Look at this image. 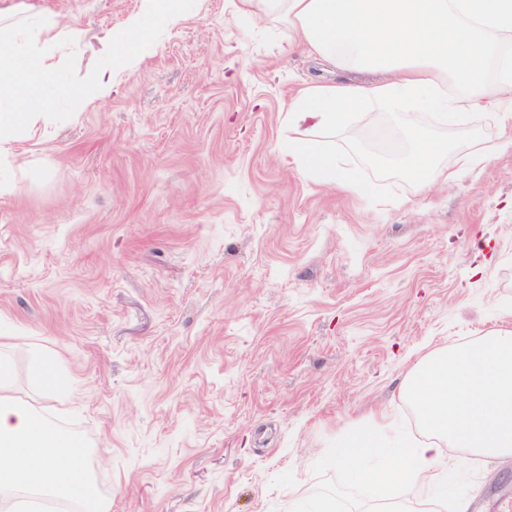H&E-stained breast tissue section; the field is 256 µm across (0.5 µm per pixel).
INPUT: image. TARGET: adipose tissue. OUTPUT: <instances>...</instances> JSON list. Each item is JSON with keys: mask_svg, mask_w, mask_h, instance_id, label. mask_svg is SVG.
Wrapping results in <instances>:
<instances>
[{"mask_svg": "<svg viewBox=\"0 0 512 512\" xmlns=\"http://www.w3.org/2000/svg\"><path fill=\"white\" fill-rule=\"evenodd\" d=\"M144 2L143 14L103 37L113 68L151 54V21L196 7V0ZM237 9L285 24L310 53L336 68L374 75L359 85L312 82L289 102L285 154L320 183L359 191L357 172L325 150L319 136L346 128L360 108L433 112L449 124L476 113L512 127V0H238ZM70 28L68 18L30 0L0 5V148L20 129L49 122L50 112L27 100L57 82L55 45ZM413 141L408 173L424 184L454 185L476 160L462 154L451 170L436 164L438 144L418 132Z\"/></svg>", "mask_w": 512, "mask_h": 512, "instance_id": "obj_1", "label": "adipose tissue"}]
</instances>
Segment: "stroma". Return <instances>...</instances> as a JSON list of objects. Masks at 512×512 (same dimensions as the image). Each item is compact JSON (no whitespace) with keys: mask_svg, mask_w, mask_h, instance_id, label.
I'll list each match as a JSON object with an SVG mask.
<instances>
[{"mask_svg":"<svg viewBox=\"0 0 512 512\" xmlns=\"http://www.w3.org/2000/svg\"><path fill=\"white\" fill-rule=\"evenodd\" d=\"M47 2L79 18L78 46L32 94L48 134L0 164V324L23 337L14 396L75 416L112 512H289L340 431L379 412L416 431L407 370L507 323L512 130L356 111L322 136L360 175L344 193L284 158V114L304 83L364 74L237 0H198L76 113L110 63L101 33L143 2ZM410 127L447 145L440 165L471 145L487 159L450 188L376 165ZM33 343L61 355L67 393L34 385ZM472 465V512H512V464Z\"/></svg>","mask_w":512,"mask_h":512,"instance_id":"35a3bbf8","label":"stroma"}]
</instances>
